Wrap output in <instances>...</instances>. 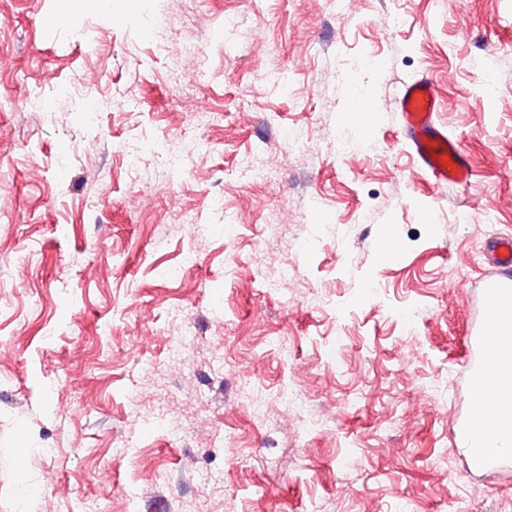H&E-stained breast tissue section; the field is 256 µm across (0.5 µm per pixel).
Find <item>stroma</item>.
<instances>
[{
  "instance_id": "1",
  "label": "stroma",
  "mask_w": 512,
  "mask_h": 512,
  "mask_svg": "<svg viewBox=\"0 0 512 512\" xmlns=\"http://www.w3.org/2000/svg\"><path fill=\"white\" fill-rule=\"evenodd\" d=\"M158 15L204 44L201 75L160 55ZM424 72L475 172L459 191L414 176L399 142L395 98ZM354 97L379 108L359 127ZM192 104L223 121L196 126ZM123 143L161 191L130 181ZM250 152L267 181L241 174ZM3 199L0 512H123L131 494L138 512H512V465L471 470L451 438L469 396L449 384L484 244L512 234V0H357L343 16L330 0H0ZM261 249L294 258L290 300L255 280ZM188 250L194 266L168 279ZM134 385L181 416L185 441L130 427ZM281 386L327 424L255 422L248 397ZM229 430L238 449L212 447Z\"/></svg>"
}]
</instances>
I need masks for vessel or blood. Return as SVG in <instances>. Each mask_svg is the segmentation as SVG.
Segmentation results:
<instances>
[{
    "instance_id": "b4317fda",
    "label": "vessel or blood",
    "mask_w": 512,
    "mask_h": 512,
    "mask_svg": "<svg viewBox=\"0 0 512 512\" xmlns=\"http://www.w3.org/2000/svg\"><path fill=\"white\" fill-rule=\"evenodd\" d=\"M403 143L419 173L437 189L467 187L472 170L462 144L449 137L438 119L441 99L435 79L423 74L403 83L396 101ZM493 268L474 281L475 308L464 380L469 392L476 390L499 370H512V336L491 337L488 316L499 311L512 324V236L494 238L485 246ZM489 432L512 437V404L492 405Z\"/></svg>"
}]
</instances>
